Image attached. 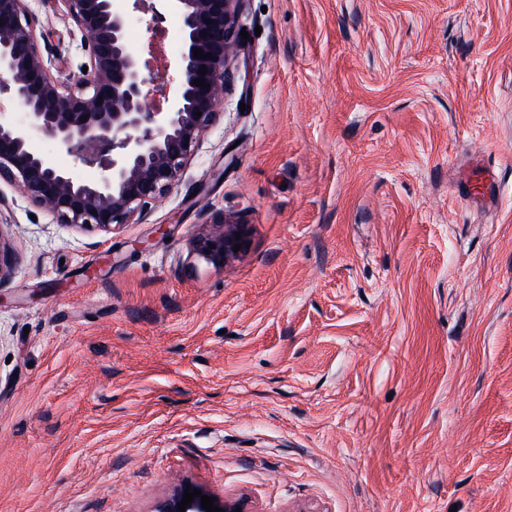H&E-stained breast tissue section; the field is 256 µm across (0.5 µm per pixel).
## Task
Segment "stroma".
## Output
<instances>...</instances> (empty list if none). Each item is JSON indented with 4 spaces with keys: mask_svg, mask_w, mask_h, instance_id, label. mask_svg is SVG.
I'll return each instance as SVG.
<instances>
[{
    "mask_svg": "<svg viewBox=\"0 0 512 512\" xmlns=\"http://www.w3.org/2000/svg\"><path fill=\"white\" fill-rule=\"evenodd\" d=\"M51 75L90 65L27 0ZM217 123L112 232L0 184V512H512V0H243ZM493 206L462 200L473 158ZM222 214L249 245L191 251Z\"/></svg>",
    "mask_w": 512,
    "mask_h": 512,
    "instance_id": "stroma-1",
    "label": "stroma"
}]
</instances>
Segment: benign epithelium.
Segmentation results:
<instances>
[{"label": "benign epithelium", "mask_w": 512, "mask_h": 512, "mask_svg": "<svg viewBox=\"0 0 512 512\" xmlns=\"http://www.w3.org/2000/svg\"><path fill=\"white\" fill-rule=\"evenodd\" d=\"M61 2L94 57L93 68L66 88L49 72L26 0H0V183L20 186L59 224L110 232L135 223L146 204L179 181L201 138L216 124L241 0H163L181 19L183 41L173 61L175 75L167 80L130 49L127 18L112 10L111 0ZM196 48L211 57L194 56ZM198 78L204 87L194 84ZM149 83L164 87L165 108L149 102L144 92ZM14 102L24 106L20 120L4 113ZM36 132L74 161L98 166L101 178L74 179L34 147ZM237 245L246 246L244 225L221 214L194 239L192 250L222 267L236 256ZM185 490V485L175 489L153 512H178Z\"/></svg>", "instance_id": "benign-epithelium-1"}]
</instances>
